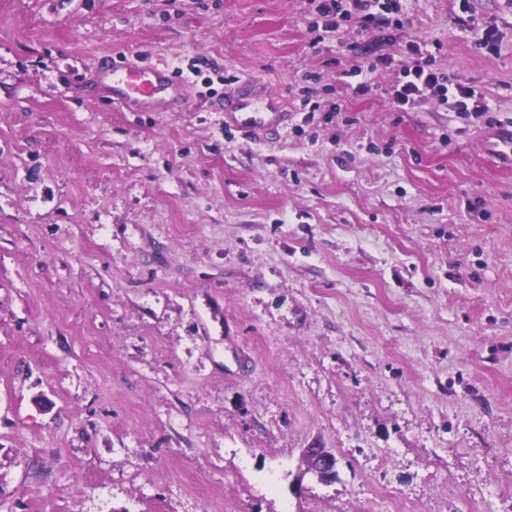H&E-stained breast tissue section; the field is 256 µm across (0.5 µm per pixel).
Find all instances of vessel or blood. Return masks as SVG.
I'll return each instance as SVG.
<instances>
[{"instance_id": "vessel-or-blood-1", "label": "vessel or blood", "mask_w": 512, "mask_h": 512, "mask_svg": "<svg viewBox=\"0 0 512 512\" xmlns=\"http://www.w3.org/2000/svg\"><path fill=\"white\" fill-rule=\"evenodd\" d=\"M99 76H111L112 99L136 112L160 111L166 106L163 87L174 81L169 65L139 66L124 60H105ZM293 117L284 98L261 80L249 77L224 88V124L260 143L284 135Z\"/></svg>"}]
</instances>
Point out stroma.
Wrapping results in <instances>:
<instances>
[{
	"mask_svg": "<svg viewBox=\"0 0 512 512\" xmlns=\"http://www.w3.org/2000/svg\"><path fill=\"white\" fill-rule=\"evenodd\" d=\"M469 3L381 44L308 0H0V512H512V0ZM409 38L486 117L392 111ZM108 55L202 77L130 112ZM232 75L285 137L225 127ZM388 64L385 57H367L362 66L356 67L345 72V77L362 76V81L355 86L351 85V91L357 96L371 94L378 86L374 83L373 75L378 71L380 66ZM235 77H225L224 85ZM293 112L284 98L261 80L249 77L224 87V125L260 143L284 135ZM492 155L510 160L512 166V124L499 126L493 134ZM308 472L318 483H328L336 476V456L327 448H307L303 451Z\"/></svg>",
	"mask_w": 512,
	"mask_h": 512,
	"instance_id": "stroma-1",
	"label": "stroma"
}]
</instances>
